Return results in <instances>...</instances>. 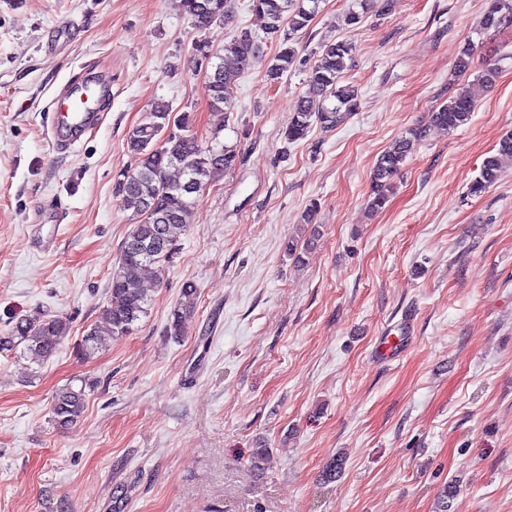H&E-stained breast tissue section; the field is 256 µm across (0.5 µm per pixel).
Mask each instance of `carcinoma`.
Listing matches in <instances>:
<instances>
[{
  "mask_svg": "<svg viewBox=\"0 0 512 512\" xmlns=\"http://www.w3.org/2000/svg\"><path fill=\"white\" fill-rule=\"evenodd\" d=\"M322 0H253L256 13L264 20L267 38L277 42V52L269 69V80L280 79L293 67L298 55L299 32L308 29L318 14ZM180 8L199 31L229 22L227 0H179ZM512 27V0H489L479 32L487 34ZM263 49L262 40L251 31H238L227 43L213 50L205 46L202 59L213 70L209 79V105L215 111L232 112L234 105L228 89ZM353 46L338 41L325 46L306 77V90L297 97L293 124L284 139L295 143L304 139L313 124L335 127L343 117L359 108L357 90L340 85ZM474 94L470 85H463L448 96L430 115L431 124L450 132L468 123L475 111ZM175 125L180 131L164 135L166 127ZM190 125V115L173 116L169 105L157 102L142 122L128 133L127 148L137 165L122 173L117 193L121 207L136 219L120 250L118 266L113 270L108 288V301L87 333L78 352L87 356L95 349L100 336H122L148 313L149 299L143 288L144 272L168 261L181 235L187 230L196 198L181 191L192 180L202 191L225 174L236 169L239 155L232 146L217 143L201 145L195 136L184 133ZM416 128L398 138L376 161L367 207L372 212L383 209L389 201L393 180L400 173L412 151L414 141L422 137ZM512 164V132L500 137L495 148L486 156L479 175L470 185L478 194L493 185L501 176L505 164ZM178 176H172V172ZM184 301L171 312L168 331L172 336L184 333L192 318L196 285L187 281L182 289ZM69 325L60 318L19 321L8 335L0 336V350L11 351L24 345L33 358L45 359L67 336ZM85 409V387L68 386L56 393L52 416L62 429L77 422Z\"/></svg>",
  "mask_w": 512,
  "mask_h": 512,
  "instance_id": "1",
  "label": "carcinoma"
}]
</instances>
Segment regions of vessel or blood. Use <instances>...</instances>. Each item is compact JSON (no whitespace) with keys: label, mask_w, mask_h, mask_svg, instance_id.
<instances>
[{"label":"vessel or blood","mask_w":512,"mask_h":512,"mask_svg":"<svg viewBox=\"0 0 512 512\" xmlns=\"http://www.w3.org/2000/svg\"><path fill=\"white\" fill-rule=\"evenodd\" d=\"M107 77L103 72L92 73L81 86L67 91L54 104L57 121L54 146L68 151L77 147L82 135L97 118L98 102L106 91Z\"/></svg>","instance_id":"b4317fda"}]
</instances>
